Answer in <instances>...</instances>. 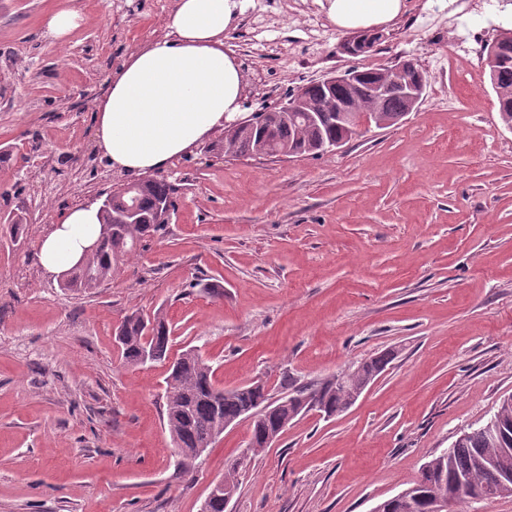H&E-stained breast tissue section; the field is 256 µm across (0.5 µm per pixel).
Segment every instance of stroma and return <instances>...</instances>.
Here are the masks:
<instances>
[{"mask_svg":"<svg viewBox=\"0 0 512 512\" xmlns=\"http://www.w3.org/2000/svg\"><path fill=\"white\" fill-rule=\"evenodd\" d=\"M127 2L0 0V512H200L242 459L246 421L177 472L168 366L127 365L116 342L126 316L159 311L174 351L199 349L227 390L264 376L276 394L281 375L317 382L394 350L346 411L296 419L243 460L226 509L373 512L512 396V131L483 55L453 53L462 33L487 42L511 27L512 0H472L454 22L453 0H403L360 56L335 26L312 42L316 0H247L224 48L251 98L412 58L422 101L318 156L171 160L153 173L178 188L169 223L110 283L73 292L42 267L39 242L126 183L98 153L94 102L173 4ZM63 8L81 20L55 42L46 21ZM255 21L265 40H249ZM12 212L27 220L18 238L2 223Z\"/></svg>","mask_w":512,"mask_h":512,"instance_id":"stroma-1","label":"stroma"}]
</instances>
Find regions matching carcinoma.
Masks as SVG:
<instances>
[{
	"label": "carcinoma",
	"instance_id": "carcinoma-1",
	"mask_svg": "<svg viewBox=\"0 0 512 512\" xmlns=\"http://www.w3.org/2000/svg\"><path fill=\"white\" fill-rule=\"evenodd\" d=\"M485 51L489 57L509 59L489 72V79L491 86L500 89L496 99L501 121L512 124V38L502 36L487 44ZM321 97L322 88L317 85L308 86L299 102L297 94H290L285 103H297L294 112H283L279 105L272 112H261L249 126L224 130L222 138L210 143L207 151L248 158L319 155L329 141L352 138L361 115L372 112L380 121L389 122L404 107L399 98L364 97L357 100L346 121L335 112H323L320 120L312 121L309 112L315 110ZM174 191L164 179L123 184L113 190L100 207L99 247L86 256L83 265L66 272L60 287L91 290L112 280L138 244L168 223ZM117 336L129 365L164 361L169 356L170 329L160 311L151 318L136 314L126 317ZM393 356L391 351L380 352L341 381L333 374L317 384H299L285 375L280 381L282 396L277 398L281 408L254 418V411L272 398L266 384L253 381L230 389L216 406L210 401V392L217 386L213 366L193 347L182 351L164 379L163 394L178 469L192 470L225 427L247 418L251 419L247 449L255 456L268 447L270 433L287 427L304 413L314 410L330 418L344 412L353 404L355 391L381 374ZM491 485L505 486L512 492V399L503 400L483 425L463 432L449 448L423 465L409 488L407 505L390 498L383 512H434L439 501L462 505L476 500Z\"/></svg>",
	"mask_w": 512,
	"mask_h": 512
}]
</instances>
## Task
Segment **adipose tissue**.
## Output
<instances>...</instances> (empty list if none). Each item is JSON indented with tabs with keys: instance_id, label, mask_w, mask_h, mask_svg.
Segmentation results:
<instances>
[{
	"instance_id": "adipose-tissue-1",
	"label": "adipose tissue",
	"mask_w": 512,
	"mask_h": 512,
	"mask_svg": "<svg viewBox=\"0 0 512 512\" xmlns=\"http://www.w3.org/2000/svg\"><path fill=\"white\" fill-rule=\"evenodd\" d=\"M245 0H174L161 37L137 46L96 102V141L115 171L144 176L198 147L242 111L245 78L224 50V33ZM343 29L394 21L402 0H317ZM99 206L69 210L41 240L39 258L54 275L71 269L99 234Z\"/></svg>"
}]
</instances>
